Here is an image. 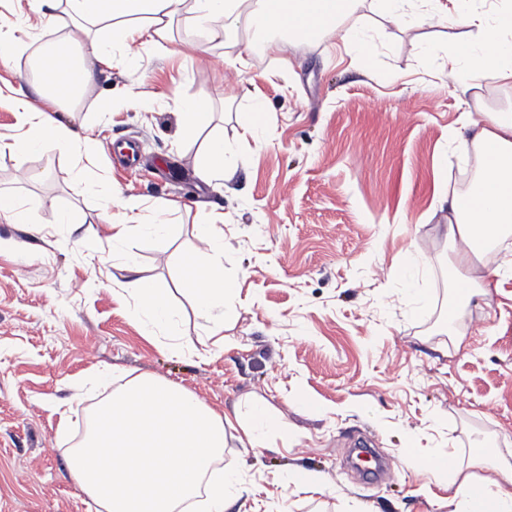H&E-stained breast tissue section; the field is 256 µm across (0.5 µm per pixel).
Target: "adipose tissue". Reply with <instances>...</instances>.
Here are the masks:
<instances>
[{
  "mask_svg": "<svg viewBox=\"0 0 512 512\" xmlns=\"http://www.w3.org/2000/svg\"><path fill=\"white\" fill-rule=\"evenodd\" d=\"M68 0L70 16L77 26L93 23L101 33L87 36L80 45L72 41L46 46L38 57L40 93L55 106L76 109L96 66L107 63L112 50L129 43L155 42L164 37L170 22L179 15L206 26L209 41H224L240 28L256 32L305 37L321 31L336 15L355 12L370 4L374 12L398 23L426 16L436 24L455 21L465 34L446 48L448 73L459 78L461 91H468L486 71H493L503 84L512 86V24L504 25L498 12L485 9L482 0ZM25 132L10 141L0 140V152L18 156L40 152L53 145L75 160L92 159L97 142L55 119L51 114L29 109L18 100ZM473 142L483 154L479 185L462 198H452L449 239L459 240L454 250L458 265H467L478 245L496 240L512 225V113L484 112L469 120ZM235 146L216 138L197 153L192 165L205 181L224 177V163ZM178 202L154 201L150 218L126 210L106 214L114 254L127 270H135L132 241L140 235L168 237V215L179 210ZM223 214L210 215L197 225L196 237L205 259L204 273L191 277L199 305L209 325L206 336L221 335L233 312L232 291L224 282ZM136 317L146 334L166 336L173 352L194 351L175 327L177 311L165 288L141 280L127 291ZM98 380H116L117 386L93 412L84 438L67 456L71 475L94 503L95 512H226L230 497L217 461L224 454L228 429H235L240 447L258 448L263 437L281 424V419L263 403H253L249 414H222L210 408L193 390L173 385L152 374L100 372ZM486 491L470 483L459 484L454 498L464 512H512V468L501 479H488Z\"/></svg>",
  "mask_w": 512,
  "mask_h": 512,
  "instance_id": "ef3b65f1",
  "label": "adipose tissue"
}]
</instances>
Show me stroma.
<instances>
[{"label":"stroma","instance_id":"1","mask_svg":"<svg viewBox=\"0 0 512 512\" xmlns=\"http://www.w3.org/2000/svg\"><path fill=\"white\" fill-rule=\"evenodd\" d=\"M52 12L46 27L34 0H0V36L26 44L0 63V135L16 133L23 97L97 152L84 181L53 148L0 153V194L25 200L41 227L0 221V512H89L66 450L108 387L85 392L63 436L56 407L85 374L115 366L220 413L260 401L283 415L266 447L228 439L233 512H457L459 483L512 466V232L482 249L481 294L460 297L443 196L465 195L482 165L467 113L512 109V87L491 73L466 92L449 79L442 48L462 27H405L363 6L365 57L332 29L273 51L246 30L210 44L181 16L160 44L116 50L66 112L28 74L45 44L69 36L64 0ZM244 50L251 65L238 74L228 63ZM178 96L209 107L198 138L181 135ZM249 119L257 138L243 134ZM212 133L241 148L220 187L191 165ZM129 141L133 161L116 151ZM112 195L181 204L169 238L136 239L134 274L112 258L101 218ZM63 209L78 231L56 224ZM214 211L236 315L223 349L174 354L119 291L136 277L167 287L183 335L199 342L206 321L179 278L198 256L195 224ZM294 471L322 489L289 484Z\"/></svg>","mask_w":512,"mask_h":512}]
</instances>
